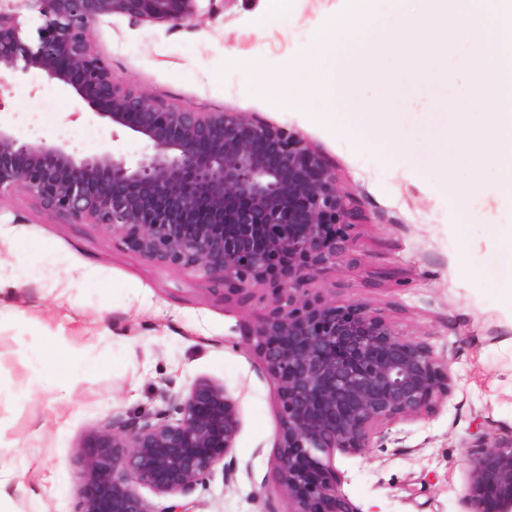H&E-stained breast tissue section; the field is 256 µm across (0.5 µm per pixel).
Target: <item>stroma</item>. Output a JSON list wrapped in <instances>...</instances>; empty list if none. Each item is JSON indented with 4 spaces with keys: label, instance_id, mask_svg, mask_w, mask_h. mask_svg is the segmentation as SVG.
I'll return each instance as SVG.
<instances>
[{
    "label": "stroma",
    "instance_id": "35a3bbf8",
    "mask_svg": "<svg viewBox=\"0 0 512 512\" xmlns=\"http://www.w3.org/2000/svg\"><path fill=\"white\" fill-rule=\"evenodd\" d=\"M203 23L130 25L113 15L90 29L93 49L115 78L167 105L246 112L295 132L335 173L357 214L355 246L315 280L337 304L359 303L403 338L449 364L447 399L421 418L383 427L360 455L336 453L342 491L361 512H466L467 459L480 436L512 434V302L499 291L512 264L493 233L512 225V203L474 197L467 216L454 198L464 174L440 189L391 162L384 150L315 125L319 101L281 108L265 77L225 65V54L270 65L297 60L313 30L342 0H292L287 19L260 18L261 0H231ZM368 97L395 111L396 138L424 151V115L455 99L446 79L422 86V111L402 108L383 81ZM73 98L32 71L0 89V122L16 136L66 139L81 154L101 148L137 160L145 144L104 122L71 120ZM266 290L228 294L221 280L174 272L128 250L96 224H78L22 193L0 199V467L41 488L11 493L0 512H80L81 448L112 417L163 407L198 379L237 400L241 431L235 480L215 469L192 495L195 512H289L276 470L280 427L275 381L244 336L268 311ZM63 339L79 357L58 374L34 351ZM70 392L63 418L55 397Z\"/></svg>",
    "mask_w": 512,
    "mask_h": 512
}]
</instances>
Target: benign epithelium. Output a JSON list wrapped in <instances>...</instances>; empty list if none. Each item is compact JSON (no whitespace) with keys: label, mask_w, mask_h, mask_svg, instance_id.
I'll return each mask as SVG.
<instances>
[{"label":"benign epithelium","mask_w":512,"mask_h":512,"mask_svg":"<svg viewBox=\"0 0 512 512\" xmlns=\"http://www.w3.org/2000/svg\"><path fill=\"white\" fill-rule=\"evenodd\" d=\"M43 23L23 32L21 6L0 7V85L31 70L86 114L145 143L134 162L109 149L82 156L67 141H23L0 123V199L24 193L78 224H97L173 271L196 269L229 289L272 285L275 306L246 329L275 380L277 469L291 512H360L341 491L333 456L361 454L384 424L419 418L448 396L450 369L376 312L313 291L317 275L355 246L353 211L336 175L285 127L244 112L170 108L117 81L89 42L119 14L195 28L198 0H23ZM241 429L222 384L140 416L112 421L82 443L80 512H193L186 499ZM164 500L156 505L135 487ZM467 512H512V435L471 454Z\"/></svg>","instance_id":"7a95c632"}]
</instances>
